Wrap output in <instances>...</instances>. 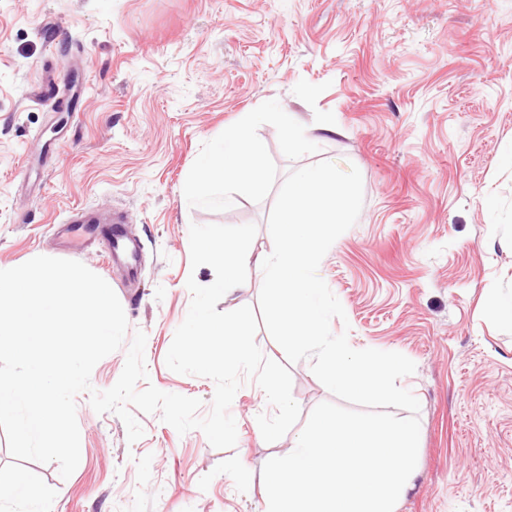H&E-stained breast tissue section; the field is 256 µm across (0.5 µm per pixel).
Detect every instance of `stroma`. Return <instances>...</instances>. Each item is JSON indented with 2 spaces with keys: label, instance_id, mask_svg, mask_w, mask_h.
Listing matches in <instances>:
<instances>
[{
  "label": "stroma",
  "instance_id": "35a3bbf8",
  "mask_svg": "<svg viewBox=\"0 0 512 512\" xmlns=\"http://www.w3.org/2000/svg\"><path fill=\"white\" fill-rule=\"evenodd\" d=\"M73 104L62 112L58 103ZM253 115L262 183L229 203L181 194L225 130ZM336 118L330 139L288 149L278 113ZM512 0H0V266L44 255L108 281L130 331L147 336L149 382L200 399L206 377L165 358L184 321L191 224H255L286 176L327 160L356 167L364 203L319 276L346 317L351 347L399 352L418 399L417 477L397 512H512V327L488 299L512 290ZM118 218L140 250L134 273L107 244L70 246L59 225ZM302 419L333 394L311 363H288ZM80 461L13 459L0 430V484L40 489L42 512H267L262 468L287 453L294 425L266 442L273 414L245 378L229 412L231 449L138 413L129 442L114 413L76 398Z\"/></svg>",
  "mask_w": 512,
  "mask_h": 512
}]
</instances>
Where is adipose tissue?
I'll use <instances>...</instances> for the list:
<instances>
[{
    "label": "adipose tissue",
    "instance_id": "adipose-tissue-1",
    "mask_svg": "<svg viewBox=\"0 0 512 512\" xmlns=\"http://www.w3.org/2000/svg\"><path fill=\"white\" fill-rule=\"evenodd\" d=\"M249 117L225 132L183 186L184 196L198 204L218 201L230 184L259 186L258 152L249 136Z\"/></svg>",
    "mask_w": 512,
    "mask_h": 512
}]
</instances>
